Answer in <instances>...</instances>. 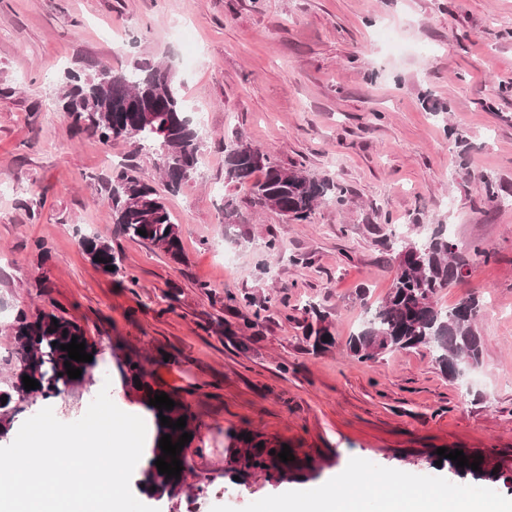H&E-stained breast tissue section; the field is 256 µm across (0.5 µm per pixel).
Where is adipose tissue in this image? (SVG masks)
Wrapping results in <instances>:
<instances>
[{"label":"adipose tissue","mask_w":512,"mask_h":512,"mask_svg":"<svg viewBox=\"0 0 512 512\" xmlns=\"http://www.w3.org/2000/svg\"><path fill=\"white\" fill-rule=\"evenodd\" d=\"M277 512H490L462 493L441 484L408 486L401 476L370 478L356 469L339 470L325 491L300 504L281 500Z\"/></svg>","instance_id":"obj_1"}]
</instances>
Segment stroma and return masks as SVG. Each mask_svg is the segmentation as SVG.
Segmentation results:
<instances>
[{"label":"stroma","mask_w":512,"mask_h":512,"mask_svg":"<svg viewBox=\"0 0 512 512\" xmlns=\"http://www.w3.org/2000/svg\"><path fill=\"white\" fill-rule=\"evenodd\" d=\"M144 59L172 61L189 110L209 114L208 172L165 195L179 261L123 234L107 206L113 168L154 180L157 155L102 143L57 106L67 71ZM239 138L342 183V202L304 224L256 205L225 178L224 146ZM0 180L23 186L0 196V385L14 367L9 325L45 309L95 341L121 410L152 422L149 400L164 392L194 416L181 490L147 495L137 470L142 503L275 512L352 466L411 485L429 474L512 506V0H0ZM429 224L492 254L439 296L446 309L470 293L482 303L483 355L452 379L425 346L372 362L347 348L393 282V228L418 240ZM86 236L111 245L118 274L91 263ZM311 304L333 337L317 352L304 339ZM130 360L142 385L124 377ZM99 389L92 372L58 397L31 396L0 440L48 406L83 413ZM232 432L294 459L234 480L248 443H229ZM441 447L483 457L498 481L437 466Z\"/></svg>","instance_id":"obj_1"}]
</instances>
